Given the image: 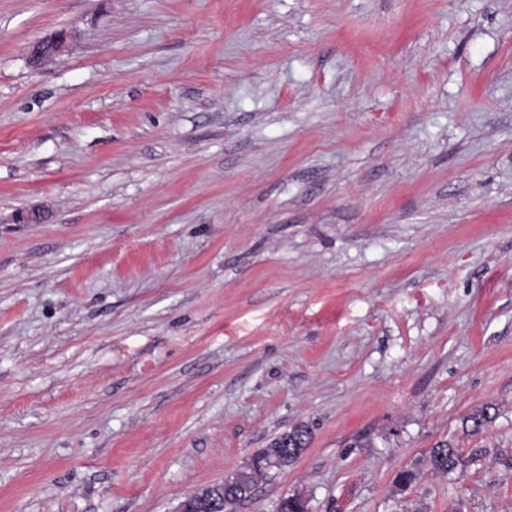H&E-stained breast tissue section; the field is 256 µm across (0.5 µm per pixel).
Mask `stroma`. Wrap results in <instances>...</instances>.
Here are the masks:
<instances>
[{
  "mask_svg": "<svg viewBox=\"0 0 512 512\" xmlns=\"http://www.w3.org/2000/svg\"><path fill=\"white\" fill-rule=\"evenodd\" d=\"M302 424L238 512H512V0H0V512ZM66 39L65 32H57L50 37H44L40 41L31 44L28 52L29 65L33 68H38L54 58L63 49ZM493 411V412H492ZM496 416V408L493 404L485 403L481 407L469 413L464 419L465 428L469 427L471 433L477 434L493 422ZM461 463V454L451 441H440L430 448L426 465L435 472L451 474Z\"/></svg>",
  "mask_w": 512,
  "mask_h": 512,
  "instance_id": "stroma-1",
  "label": "stroma"
}]
</instances>
